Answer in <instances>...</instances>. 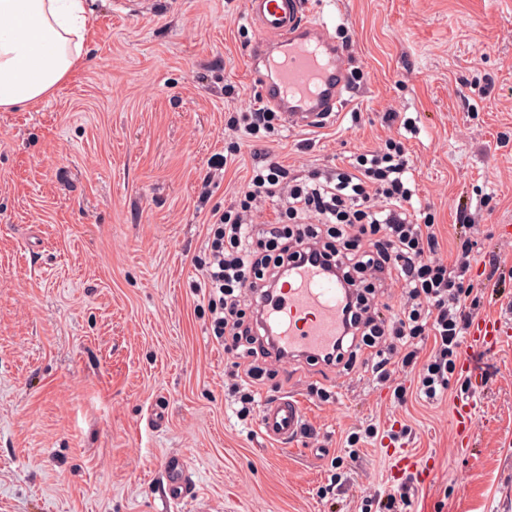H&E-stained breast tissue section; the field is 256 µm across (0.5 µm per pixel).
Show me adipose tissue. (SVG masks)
I'll return each mask as SVG.
<instances>
[{
    "instance_id": "1",
    "label": "adipose tissue",
    "mask_w": 512,
    "mask_h": 512,
    "mask_svg": "<svg viewBox=\"0 0 512 512\" xmlns=\"http://www.w3.org/2000/svg\"><path fill=\"white\" fill-rule=\"evenodd\" d=\"M83 0H0V110L49 98L84 61Z\"/></svg>"
}]
</instances>
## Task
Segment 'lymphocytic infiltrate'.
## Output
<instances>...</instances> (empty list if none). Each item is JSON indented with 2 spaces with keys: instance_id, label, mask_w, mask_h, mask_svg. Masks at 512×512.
<instances>
[{
  "instance_id": "obj_1",
  "label": "lymphocytic infiltrate",
  "mask_w": 512,
  "mask_h": 512,
  "mask_svg": "<svg viewBox=\"0 0 512 512\" xmlns=\"http://www.w3.org/2000/svg\"><path fill=\"white\" fill-rule=\"evenodd\" d=\"M279 120L278 112L261 105L230 117L226 128L259 143ZM409 170L407 148L394 138L354 154L346 168L332 172L293 170L264 152L239 199L212 213L196 288L216 342L237 358L230 390L239 420L256 415L257 359L272 355L250 294L279 286L305 256L323 260L350 289L347 331L328 364L348 371L361 364L378 382L393 383L401 403L410 391L393 381L401 368L413 373L412 391L423 401L447 395L486 292L471 275L476 257L469 234L475 224L467 209L458 210L464 238L454 261H445L432 217L418 216L412 204ZM270 201L279 204L277 223H256L255 212ZM394 285L400 290L395 307L383 301ZM428 340L433 347L426 354Z\"/></svg>"
}]
</instances>
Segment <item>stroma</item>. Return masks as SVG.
<instances>
[{
	"label": "stroma",
	"instance_id": "stroma-1",
	"mask_svg": "<svg viewBox=\"0 0 512 512\" xmlns=\"http://www.w3.org/2000/svg\"><path fill=\"white\" fill-rule=\"evenodd\" d=\"M86 4L84 64L37 107L0 111V512H194L163 495L170 454L210 512H361L392 487L379 435L403 423L432 469L412 512H512V337L480 359L482 408L460 452L456 392L400 404L367 373L302 359L269 364L262 395L298 396L312 435L279 449L237 419L233 357L210 334L193 261L254 162L243 136L234 163L210 167L229 152V114L264 92L255 27L245 0ZM311 6L353 40V92L326 127H282L261 147L332 170L403 137L413 203L445 255L462 201L475 251L512 267V0ZM391 110L401 124L384 122ZM371 423L378 437L347 459V436Z\"/></svg>",
	"mask_w": 512,
	"mask_h": 512
}]
</instances>
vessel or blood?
Instances as JSON below:
<instances>
[{
	"label": "vessel or blood",
	"mask_w": 512,
	"mask_h": 512,
	"mask_svg": "<svg viewBox=\"0 0 512 512\" xmlns=\"http://www.w3.org/2000/svg\"><path fill=\"white\" fill-rule=\"evenodd\" d=\"M247 14L258 30L254 56L266 65L265 102L281 112L292 130L325 124L346 102L349 53L334 41L325 22L312 19L309 0H247ZM344 297L342 284L331 273L302 260L279 290L260 298L258 309L284 356H317L326 353L342 332ZM505 335L501 319L483 316L473 320L466 342L488 351ZM459 366L470 381L468 394L452 409L457 441L464 446L475 420L481 380L469 356H462ZM304 417L302 401L283 395L263 404L258 426L266 439L285 441L296 436ZM161 470L170 501L193 499L184 457H165Z\"/></svg>",
	"instance_id": "vessel-or-blood-1"
}]
</instances>
